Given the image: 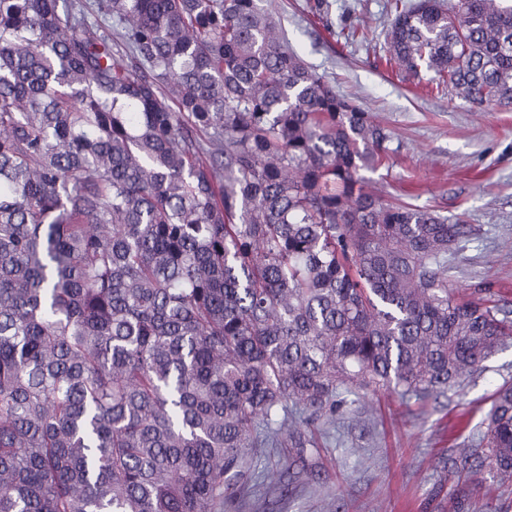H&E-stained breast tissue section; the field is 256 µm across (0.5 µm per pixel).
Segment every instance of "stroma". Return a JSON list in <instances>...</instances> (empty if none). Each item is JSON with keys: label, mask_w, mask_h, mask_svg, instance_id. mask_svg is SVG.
I'll return each instance as SVG.
<instances>
[{"label": "stroma", "mask_w": 512, "mask_h": 512, "mask_svg": "<svg viewBox=\"0 0 512 512\" xmlns=\"http://www.w3.org/2000/svg\"><path fill=\"white\" fill-rule=\"evenodd\" d=\"M310 2L260 0L306 63L393 133L390 159L365 173L370 184L470 227L450 258L449 287L485 290L512 311V107L480 110L403 78L385 56L393 0H328L321 16ZM506 382L512 339L462 395L404 404L387 391L361 393V418L338 420L323 447L254 459L224 512H323L329 498L339 512H456L461 487L472 491L469 512H512V486L489 496L448 466L457 448L479 441Z\"/></svg>", "instance_id": "1"}]
</instances>
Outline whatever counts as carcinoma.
I'll return each instance as SVG.
<instances>
[{
    "instance_id": "1",
    "label": "carcinoma",
    "mask_w": 512,
    "mask_h": 512,
    "mask_svg": "<svg viewBox=\"0 0 512 512\" xmlns=\"http://www.w3.org/2000/svg\"><path fill=\"white\" fill-rule=\"evenodd\" d=\"M386 45L512 104L506 0H394ZM391 140L258 0H0V512H224L348 396L479 374L512 321L448 288L461 218L368 189ZM484 424L512 484L511 383Z\"/></svg>"
}]
</instances>
